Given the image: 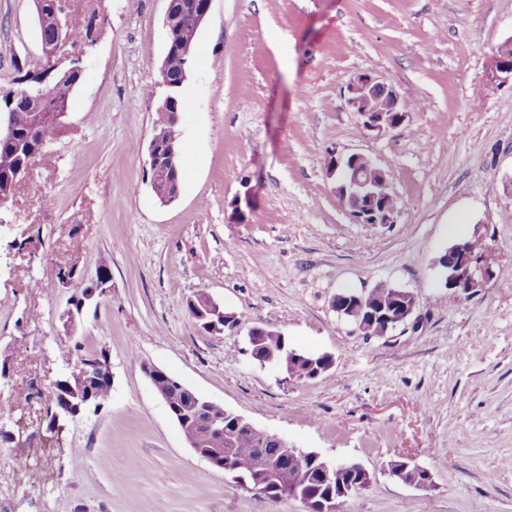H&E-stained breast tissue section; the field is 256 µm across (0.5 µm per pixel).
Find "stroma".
<instances>
[{
  "label": "stroma",
  "mask_w": 512,
  "mask_h": 512,
  "mask_svg": "<svg viewBox=\"0 0 512 512\" xmlns=\"http://www.w3.org/2000/svg\"><path fill=\"white\" fill-rule=\"evenodd\" d=\"M76 2L95 43L0 227V512H305L196 456L145 362L362 464L371 482L340 512H512V76L490 73L512 0H213L165 205L146 158L168 0ZM43 61L33 0H0V100ZM363 72L420 109L363 131L344 97ZM333 152L387 169L394 223L352 218L325 171ZM456 222L493 249L496 275L452 300L436 260ZM103 261L109 292L66 333L60 314ZM381 282L415 293L418 328L369 338L338 318L337 293ZM201 294L237 329L202 331L188 309ZM266 324L332 368L291 380L259 365L248 332ZM76 345L108 353L111 396L54 437L50 387ZM398 457L430 484L391 478ZM151 172V181L154 179L155 182L163 185V184H170L174 186V189L172 191H167L165 193L157 194V197L159 200L163 203H169L174 201L178 195H179V187L181 184L182 174H183V167L181 160L178 163V169L176 171H173L169 169L165 164H161L157 168H155L154 172ZM179 186H178V185Z\"/></svg>",
  "instance_id": "obj_1"
}]
</instances>
